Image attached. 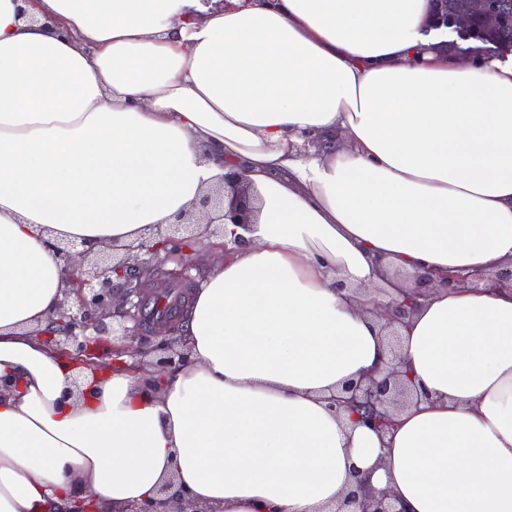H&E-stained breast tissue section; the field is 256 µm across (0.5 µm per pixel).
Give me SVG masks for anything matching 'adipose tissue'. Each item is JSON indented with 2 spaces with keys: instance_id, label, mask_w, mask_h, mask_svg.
Masks as SVG:
<instances>
[{
  "instance_id": "ef3b65f1",
  "label": "adipose tissue",
  "mask_w": 512,
  "mask_h": 512,
  "mask_svg": "<svg viewBox=\"0 0 512 512\" xmlns=\"http://www.w3.org/2000/svg\"><path fill=\"white\" fill-rule=\"evenodd\" d=\"M429 0H0V512H512V288H441L402 331L418 393L378 434L330 408L389 362L395 269L512 263V58L461 65ZM239 172L158 392L41 340L56 248L125 245ZM171 483L161 487L159 494L161 498L155 504H146L145 507L135 512H212L213 510L192 506L185 502L179 493H171ZM355 505L353 509L346 506ZM402 506L398 499L389 491H383L379 495L364 492L361 496L351 493L339 505L336 512H401Z\"/></svg>"
}]
</instances>
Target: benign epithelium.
<instances>
[{
    "instance_id": "obj_1",
    "label": "benign epithelium",
    "mask_w": 512,
    "mask_h": 512,
    "mask_svg": "<svg viewBox=\"0 0 512 512\" xmlns=\"http://www.w3.org/2000/svg\"><path fill=\"white\" fill-rule=\"evenodd\" d=\"M426 30L447 32L451 51L463 61L492 56L500 42L512 38V0H464L457 6L449 5L448 0H431ZM250 214V198L242 177L229 173L201 198L194 211L149 239L123 246L105 244L94 252H76L69 245L57 247L69 292L76 298L71 305H61L58 330L48 333L47 341L68 356L100 358L118 335L121 353L151 355L153 373L159 377L180 368L189 355L182 341L183 315L147 329L143 303L159 291L169 292L186 284L198 287L191 274L197 265L190 242L200 238V233L195 229L183 236V225L243 226L249 223ZM170 262L176 268L164 269ZM483 281L485 276L480 273L420 274L411 291L401 289V298L380 305L385 328L390 336L397 337V327L406 325L418 306L417 299L436 285L474 287ZM400 363V355L393 353L385 371L345 385L330 398V407L348 411L356 421L378 433L385 432L393 425V410L407 395ZM159 494V500L136 512H212L186 503L180 494L171 492L169 484L163 485ZM336 512H402V506L388 491L378 495L351 493Z\"/></svg>"
}]
</instances>
